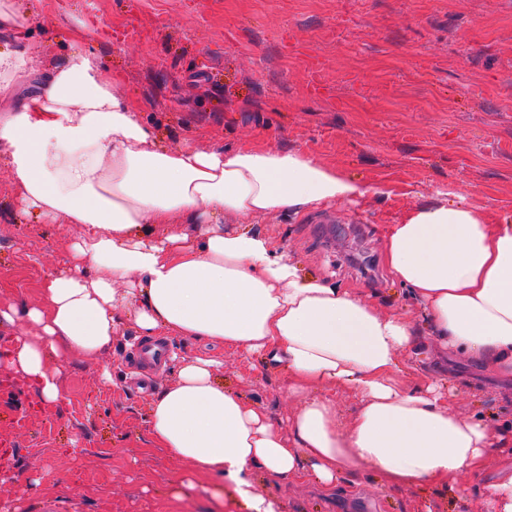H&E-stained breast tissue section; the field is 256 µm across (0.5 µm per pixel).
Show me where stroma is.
Returning <instances> with one entry per match:
<instances>
[{
    "label": "stroma",
    "instance_id": "stroma-1",
    "mask_svg": "<svg viewBox=\"0 0 512 512\" xmlns=\"http://www.w3.org/2000/svg\"><path fill=\"white\" fill-rule=\"evenodd\" d=\"M23 48L38 71L64 58L75 29L164 145L266 143L298 150L373 187L357 204L257 224L301 274L350 289L414 323L405 349L408 386L460 388L458 411L512 430V385L475 364L439 357L409 291L384 261L388 225L450 192L491 224H512V0H34ZM76 226L24 218L0 158V295L34 304L42 281L65 268ZM141 338L116 337L110 353L60 363L64 397L37 401L34 384L0 390V512H236L228 485L190 474L148 444L153 390L172 383L183 357L223 358L225 387L273 420L300 402L282 372L220 344L168 337L170 356L137 384L129 362ZM512 450L493 449L482 470L444 485L383 486L376 469L327 488L312 479L256 474L284 512H484L483 488Z\"/></svg>",
    "mask_w": 512,
    "mask_h": 512
}]
</instances>
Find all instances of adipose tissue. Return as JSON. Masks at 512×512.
I'll use <instances>...</instances> for the list:
<instances>
[{
    "instance_id": "obj_1",
    "label": "adipose tissue",
    "mask_w": 512,
    "mask_h": 512,
    "mask_svg": "<svg viewBox=\"0 0 512 512\" xmlns=\"http://www.w3.org/2000/svg\"><path fill=\"white\" fill-rule=\"evenodd\" d=\"M28 0H0V145L26 215L82 231L69 268L50 274L23 317L9 366L43 403L62 397L51 359L109 352L127 326L188 336L261 357L286 373L301 405L280 422L224 387L218 358L182 360L149 404L150 438L190 473L219 476L240 512H281L255 472L332 486L375 467L385 486L439 483L481 469L502 438L463 418L441 388L407 387L400 352L412 324L348 289L300 274L249 223L359 203L370 190L317 158L271 145L165 147L121 77L70 36L71 50L39 76L14 43L30 31ZM441 345L489 376L512 379V224H490L461 202L437 199L390 225L383 253ZM358 410L342 427L333 390Z\"/></svg>"
}]
</instances>
